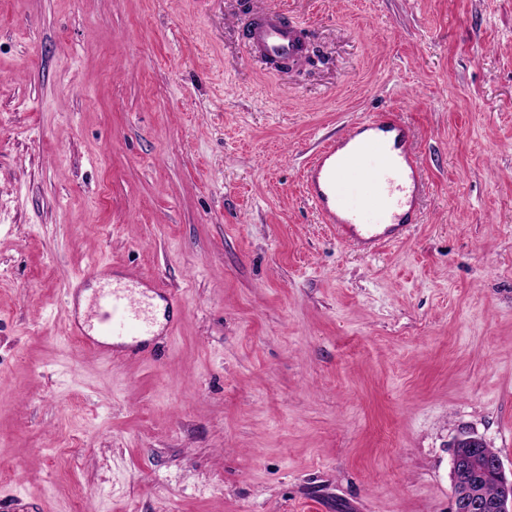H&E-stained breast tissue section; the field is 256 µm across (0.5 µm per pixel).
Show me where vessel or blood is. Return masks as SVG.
Returning a JSON list of instances; mask_svg holds the SVG:
<instances>
[{
  "instance_id": "1",
  "label": "vessel or blood",
  "mask_w": 512,
  "mask_h": 512,
  "mask_svg": "<svg viewBox=\"0 0 512 512\" xmlns=\"http://www.w3.org/2000/svg\"><path fill=\"white\" fill-rule=\"evenodd\" d=\"M250 55L270 65L297 64L308 55L301 24L279 8L252 16L247 28ZM371 190L358 199L356 184ZM426 178L411 146V132L396 110L367 115L346 133L322 142L303 173V193L322 223L341 240L374 253L406 239L417 222V203ZM92 320L67 327L70 337L111 357L153 335L155 316L148 290L109 284L92 295Z\"/></svg>"
}]
</instances>
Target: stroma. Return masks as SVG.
I'll use <instances>...</instances> for the list:
<instances>
[{
	"label": "stroma",
	"mask_w": 512,
	"mask_h": 512,
	"mask_svg": "<svg viewBox=\"0 0 512 512\" xmlns=\"http://www.w3.org/2000/svg\"><path fill=\"white\" fill-rule=\"evenodd\" d=\"M284 8L311 60L248 58ZM400 109L409 237L337 239L302 171ZM174 292L147 352L69 337L99 272ZM512 470V0H0V491L51 512H450ZM485 440L475 433H464L456 439L453 448L454 454L459 452L456 448H477L473 452H467L466 465L461 468L458 480L453 483L454 493H461L467 489L480 491L482 498L494 500L491 503H482L476 496L461 499V496L454 495L452 499V512H461L464 510L489 507L494 512L512 511V480H508L505 475L503 462L500 456L494 458L491 462L501 479L503 488L502 495L499 496V482L495 474L485 466L486 459L498 455L494 448L485 447ZM497 498V499H496Z\"/></svg>",
	"instance_id": "stroma-1"
}]
</instances>
